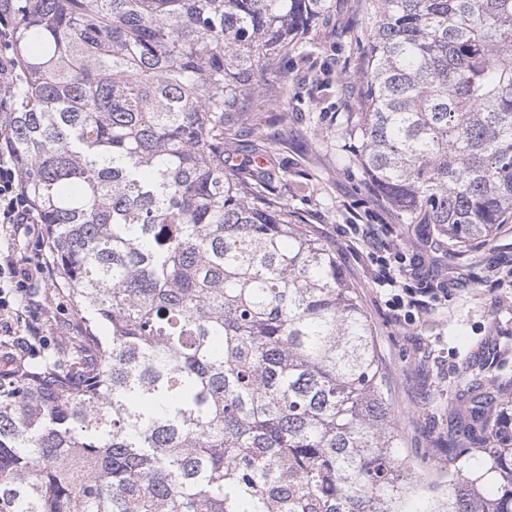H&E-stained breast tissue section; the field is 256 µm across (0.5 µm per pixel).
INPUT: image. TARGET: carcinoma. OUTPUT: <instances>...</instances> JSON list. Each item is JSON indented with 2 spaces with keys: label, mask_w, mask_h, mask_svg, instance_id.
<instances>
[{
  "label": "carcinoma",
  "mask_w": 512,
  "mask_h": 512,
  "mask_svg": "<svg viewBox=\"0 0 512 512\" xmlns=\"http://www.w3.org/2000/svg\"><path fill=\"white\" fill-rule=\"evenodd\" d=\"M353 162L463 252L512 219V0H367ZM330 0H15L0 145L79 335L0 376V512H512V399L478 392L448 482L408 457L373 328L250 101ZM105 326L109 335H98ZM243 123L244 124L236 130L235 137L237 139L238 151L233 157V164H236L238 168H240V171L248 172L255 167L256 164H253V160L256 158L255 155L250 152L249 147L250 141L253 139L251 136V126L249 125L251 121L245 120Z\"/></svg>",
  "instance_id": "carcinoma-1"
}]
</instances>
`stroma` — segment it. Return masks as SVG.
<instances>
[{
    "instance_id": "35a3bbf8",
    "label": "stroma",
    "mask_w": 512,
    "mask_h": 512,
    "mask_svg": "<svg viewBox=\"0 0 512 512\" xmlns=\"http://www.w3.org/2000/svg\"><path fill=\"white\" fill-rule=\"evenodd\" d=\"M365 23L364 0H332L331 11L311 29L309 52L290 56L278 102L260 96L251 114L274 142L269 163L294 219L328 244L356 286L369 317L386 392L402 427L401 455L427 472L441 468L451 410L472 388L512 392V223L489 243L462 254L439 242L426 224L403 223L357 165L340 153L354 143L342 131L359 101L363 48L355 38ZM287 113L280 124L279 113ZM374 225L380 240L398 246L395 286L380 285L372 247L356 231ZM42 225L0 234V262L33 266ZM422 293L425 307L412 322L398 321L394 296ZM12 308L36 312L37 350L64 356L72 334L69 301L54 282L34 275Z\"/></svg>"
}]
</instances>
